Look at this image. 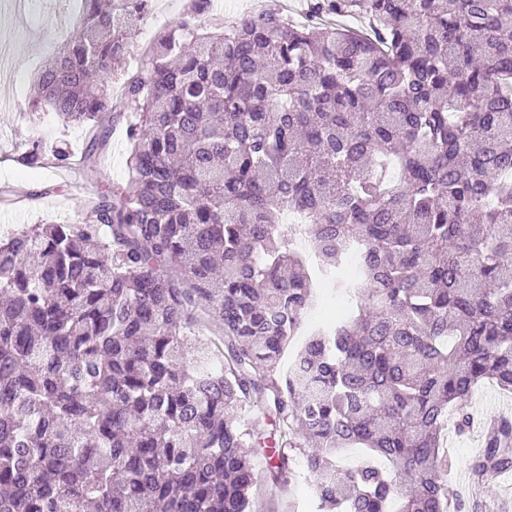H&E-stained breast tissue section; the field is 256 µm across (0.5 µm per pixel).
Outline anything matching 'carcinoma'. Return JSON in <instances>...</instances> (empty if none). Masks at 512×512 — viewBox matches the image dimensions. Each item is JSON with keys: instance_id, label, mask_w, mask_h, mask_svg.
Wrapping results in <instances>:
<instances>
[{"instance_id": "cac0c4a2", "label": "carcinoma", "mask_w": 512, "mask_h": 512, "mask_svg": "<svg viewBox=\"0 0 512 512\" xmlns=\"http://www.w3.org/2000/svg\"><path fill=\"white\" fill-rule=\"evenodd\" d=\"M83 2L32 106L84 129L88 162L125 121L130 184L0 238V512H253L304 440L316 512H465L445 425L469 428L486 380L512 392V0H310L303 24L228 26L185 0L145 73L122 63L150 0ZM21 162L45 165L39 141ZM286 211L329 285L363 291L292 375L317 295ZM203 306L222 350L192 342ZM342 448L368 457L344 469ZM511 469L501 415L469 474Z\"/></svg>"}]
</instances>
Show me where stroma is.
<instances>
[{
  "mask_svg": "<svg viewBox=\"0 0 512 512\" xmlns=\"http://www.w3.org/2000/svg\"><path fill=\"white\" fill-rule=\"evenodd\" d=\"M184 0H152L151 27L140 28L127 44L128 62L142 61L146 47L175 21ZM82 14L80 0H0V192L32 193V200L17 205L0 203V233L33 224L76 222L84 215V199L102 191L124 190L129 181V142L124 124H116L95 169L82 164L79 147L84 133L65 127L57 114L43 110L37 119L23 116L33 96L38 69L69 38ZM37 140L45 152L61 141L74 151L67 163L30 169L19 158L29 141ZM465 411L471 425L463 435L449 433L448 452L453 470L449 483L465 503L488 506L489 512H512V481H491L481 494L468 482L469 465L483 448L485 425L492 418L512 416V395L495 384H484ZM314 479L309 474L288 477L277 485L261 484L252 495L259 512H313Z\"/></svg>",
  "mask_w": 512,
  "mask_h": 512,
  "instance_id": "obj_1",
  "label": "stroma"
}]
</instances>
